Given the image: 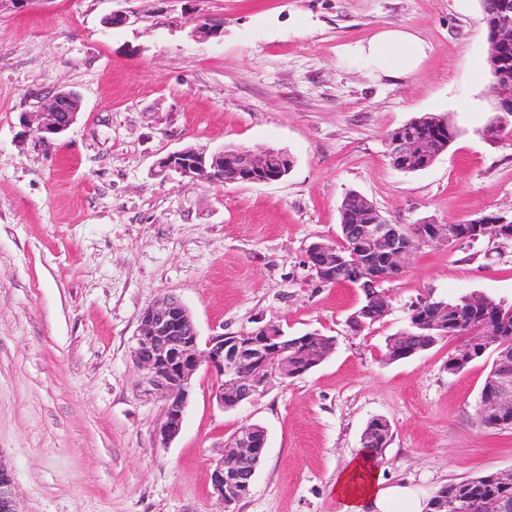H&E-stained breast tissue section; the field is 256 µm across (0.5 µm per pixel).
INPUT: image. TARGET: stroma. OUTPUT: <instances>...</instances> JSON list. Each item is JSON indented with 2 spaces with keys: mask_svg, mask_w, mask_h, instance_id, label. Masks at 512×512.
I'll use <instances>...</instances> for the list:
<instances>
[{
  "mask_svg": "<svg viewBox=\"0 0 512 512\" xmlns=\"http://www.w3.org/2000/svg\"><path fill=\"white\" fill-rule=\"evenodd\" d=\"M125 12L119 26L107 24ZM219 36L198 33L199 21ZM427 46L410 76L348 54L378 28ZM489 41L479 0H34L0 6V464L20 512H224L211 464L243 425L266 448L233 512H341L336 478L374 418L391 438L386 485L430 498L512 470V429L479 424L494 353L449 373L460 341L384 359L410 305L482 295L512 304V240L418 250L384 283L387 314L363 332L357 288L322 283L308 247L340 239L345 196L389 221L469 220L512 208V133L491 141ZM77 92L51 142L23 122L41 98ZM426 114L455 137L427 169L397 170L387 137ZM288 152L270 184H200L156 162L192 146ZM176 294L201 339L266 323L334 337L296 378L221 408L199 372L180 434L161 444L162 402L131 351L143 313Z\"/></svg>",
  "mask_w": 512,
  "mask_h": 512,
  "instance_id": "35a3bbf8",
  "label": "stroma"
}]
</instances>
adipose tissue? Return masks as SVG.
Wrapping results in <instances>:
<instances>
[{"instance_id": "ef3b65f1", "label": "adipose tissue", "mask_w": 512, "mask_h": 512, "mask_svg": "<svg viewBox=\"0 0 512 512\" xmlns=\"http://www.w3.org/2000/svg\"><path fill=\"white\" fill-rule=\"evenodd\" d=\"M354 52L397 78L417 71L427 46L411 31L382 28L358 44ZM335 492L342 512H425L427 507L425 499L410 486H384L381 472L367 452L351 459L336 480Z\"/></svg>"}]
</instances>
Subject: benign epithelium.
I'll list each match as a JSON object with an SVG mask.
<instances>
[{
	"label": "benign epithelium",
	"instance_id": "benign-epithelium-1",
	"mask_svg": "<svg viewBox=\"0 0 512 512\" xmlns=\"http://www.w3.org/2000/svg\"><path fill=\"white\" fill-rule=\"evenodd\" d=\"M512 47V0H500L495 38L491 50L497 56V72L491 94L499 102V110L512 112V61L505 50ZM81 110V97L73 91H59L46 97L34 112H28L25 123L39 140L47 142L67 131ZM393 166L404 172L429 167L436 156L433 143L413 131L408 123L392 132L388 140ZM293 161L283 150L267 149L259 153L247 147L225 148L210 156L187 147L160 159L156 166L175 172L199 183H271L288 175ZM356 206L366 209V218L343 226L351 249L361 257L358 264H348L336 253L331 242H316L307 250V263L318 279L326 284L358 285L367 304L349 318L350 328L357 332L382 319L387 309L378 308L383 294L378 287L397 278L410 260L413 250L403 225L383 217L376 206L360 194L345 198L341 211ZM473 240L491 235L512 239V210L483 213L468 221ZM420 237L430 244H452L467 233L449 224L424 222L417 225ZM455 311L441 302L423 315L417 327L430 336L448 335V324ZM301 339L288 337L278 326L265 324L251 332L217 334L200 347L199 336L190 310L174 295H167L148 308L141 320L140 334L132 350V358L141 372L140 385L163 401L158 438L167 444L181 432L184 412L189 402L193 378L204 367L216 376L217 402L232 409L265 388L276 377L295 376L288 366V353L299 347ZM472 357L470 343L465 342L448 359V372L457 374ZM494 390L490 397L478 402V416H492L501 423L512 422V353L503 352L495 360L492 373ZM263 428L252 424L241 427L226 444L225 456L237 460V468L224 470V456L214 460L211 473L212 495L228 510L242 489L251 486L255 474L251 448L256 434ZM390 436V425L382 418L361 435V447L373 455V449ZM0 512H19L10 472L0 466Z\"/></svg>",
	"mask_w": 512,
	"mask_h": 512
}]
</instances>
